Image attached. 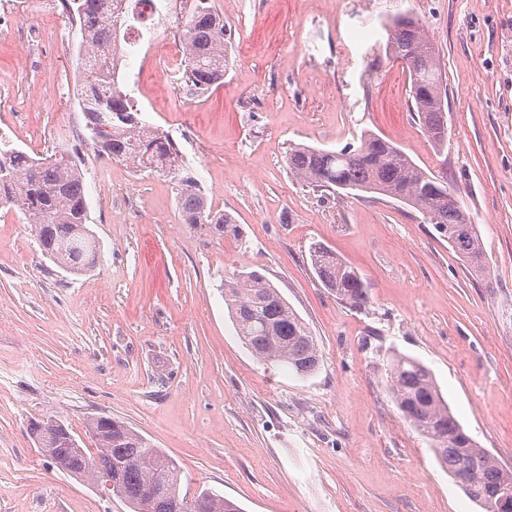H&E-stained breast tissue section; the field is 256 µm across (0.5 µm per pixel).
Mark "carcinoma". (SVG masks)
<instances>
[{
    "instance_id": "cac0c4a2",
    "label": "carcinoma",
    "mask_w": 512,
    "mask_h": 512,
    "mask_svg": "<svg viewBox=\"0 0 512 512\" xmlns=\"http://www.w3.org/2000/svg\"><path fill=\"white\" fill-rule=\"evenodd\" d=\"M63 2L65 15L81 34L79 69L84 79L79 101L97 156L124 163L136 172L172 175L177 181L181 223L203 224L216 238L238 234L235 217L208 206L196 180L184 173L174 140L143 122L132 99L119 89L108 54L109 49H117L120 32L127 25L116 13L117 0ZM180 31L189 90L205 93L223 85L231 39L224 14L209 0H200ZM387 53L407 65L411 110L427 136L441 144L443 72L424 25L413 17L397 18L387 29ZM287 162L289 172L316 191L376 192L420 210L448 239L470 273L485 276L482 239L454 192L393 142L365 130L358 145L337 151L294 146ZM81 163L77 151L35 160L22 151L0 148V208L19 210L34 224L41 251L75 274L89 271L98 254V242L86 226ZM310 256L319 281L339 302L359 312L369 308V289L354 268L322 244L312 246ZM224 301L238 335L262 360L286 365L303 377L318 369L315 336L266 276L257 271L234 275L224 281ZM385 384L402 418L427 440L448 474L472 472L473 481L463 491L477 505L488 499L491 490L512 485V471L502 468L464 431L427 366L393 355L385 368ZM59 427L55 420L31 424V434L42 441V454L64 463L69 473L95 482L102 469H112V484L125 493L133 512H242L236 503L213 492L192 498L181 495L177 463L120 420L103 416L87 420L86 430L95 438L94 453L73 447ZM162 477L165 490L153 498L150 490Z\"/></svg>"
}]
</instances>
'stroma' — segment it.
<instances>
[{
  "label": "stroma",
  "mask_w": 512,
  "mask_h": 512,
  "mask_svg": "<svg viewBox=\"0 0 512 512\" xmlns=\"http://www.w3.org/2000/svg\"><path fill=\"white\" fill-rule=\"evenodd\" d=\"M232 30L223 86L194 97L120 69L141 119L240 233L181 223L176 183L88 150L81 171L94 268L46 258L21 214L0 213V512H132L50 464L30 434L54 419L85 439L119 418L170 455L187 496L208 489L244 512H478L401 417L387 358L433 373L465 431L512 468V0H215ZM418 17L440 55L446 139L410 104L387 27ZM18 43L0 28V132L38 157L84 131L81 35L28 0ZM53 67V82L44 79ZM52 106L33 104L35 95ZM371 130L448 184L476 225L487 274H470L421 212L377 193L313 191L292 146L338 150ZM322 243L354 267L371 306L338 302L316 277ZM256 270L307 323L319 370L300 378L237 336L224 281Z\"/></svg>",
  "instance_id": "35a3bbf8"
}]
</instances>
